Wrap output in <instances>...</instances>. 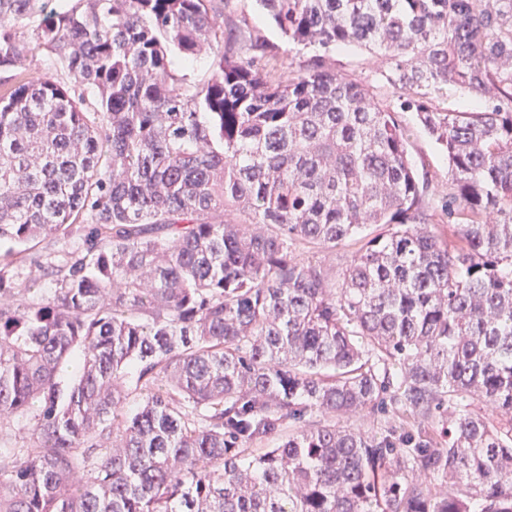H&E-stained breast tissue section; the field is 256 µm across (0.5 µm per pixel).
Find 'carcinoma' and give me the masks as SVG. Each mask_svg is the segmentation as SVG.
<instances>
[{
	"label": "carcinoma",
	"instance_id": "cac0c4a2",
	"mask_svg": "<svg viewBox=\"0 0 512 512\" xmlns=\"http://www.w3.org/2000/svg\"><path fill=\"white\" fill-rule=\"evenodd\" d=\"M230 2L0 0V512H512V0H257L314 49L287 78ZM363 409L409 429L283 434ZM331 55L336 69L352 72L364 84L374 86L381 95L388 99L392 98V88L384 83L382 77L385 64L380 57L362 48L345 51L336 49ZM398 119L409 130L408 152L411 162L429 182L427 199L430 206L439 209L448 195V162L441 148L417 124L412 112H400ZM355 248L356 246L348 244L337 246L336 249H299L296 254L299 259H313L332 274L339 271L346 264L348 257ZM32 421L27 418L0 417V444L10 448H21L28 442L29 427Z\"/></svg>",
	"mask_w": 512,
	"mask_h": 512
}]
</instances>
